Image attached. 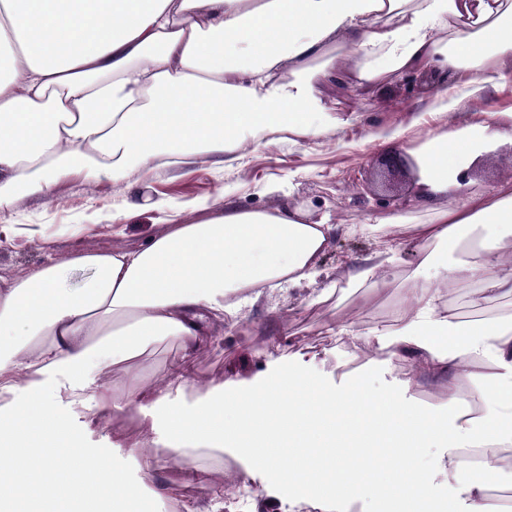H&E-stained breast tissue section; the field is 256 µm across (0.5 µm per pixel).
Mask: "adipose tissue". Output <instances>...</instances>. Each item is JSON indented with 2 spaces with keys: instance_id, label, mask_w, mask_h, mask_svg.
<instances>
[{
  "instance_id": "ef3b65f1",
  "label": "adipose tissue",
  "mask_w": 512,
  "mask_h": 512,
  "mask_svg": "<svg viewBox=\"0 0 512 512\" xmlns=\"http://www.w3.org/2000/svg\"><path fill=\"white\" fill-rule=\"evenodd\" d=\"M412 73L435 76L444 112L512 81V0H0V210L19 190L120 184L132 167L200 154L231 162L265 128L314 138L333 121V84L349 76L371 95ZM495 137L512 138L511 112L426 140V219L410 224L420 262L395 323L335 327L376 365L419 364L443 385L447 417L411 400L415 376L376 397L360 379L315 371L303 353L251 381L193 390L186 362L214 341V324H237L269 288L316 285L331 297L340 283L322 256L341 232L367 234L375 222L344 229L228 201L206 221L171 219L137 248L0 276V512H221L223 491L208 511L174 502L89 448L95 418L112 411L139 420L123 451L145 471L162 468L150 454L158 447L190 471L201 454L227 451L243 488L300 481L307 504L332 512L363 495L385 512H431L439 479L460 491L454 512H512V488L497 483V452L512 447V319L462 321L442 291L456 284L475 304L512 296V182L448 202L459 171ZM480 225L489 235H475ZM448 246L459 256L433 259ZM396 261L385 239L345 283L374 287ZM67 267L88 280L65 287ZM161 340L180 355L148 392L130 364ZM121 364L130 370L116 395L98 377ZM425 448L436 451L427 470Z\"/></svg>"
}]
</instances>
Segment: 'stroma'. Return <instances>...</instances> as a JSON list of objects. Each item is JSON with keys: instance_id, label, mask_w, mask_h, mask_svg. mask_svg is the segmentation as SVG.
<instances>
[{"instance_id": "35a3bbf8", "label": "stroma", "mask_w": 512, "mask_h": 512, "mask_svg": "<svg viewBox=\"0 0 512 512\" xmlns=\"http://www.w3.org/2000/svg\"><path fill=\"white\" fill-rule=\"evenodd\" d=\"M428 81L406 82L399 77L375 96L367 97L350 83L331 87L325 105L341 119L316 139L301 140L274 133L242 161L220 166L207 156L179 168H158L150 173L132 171L120 185L70 181L46 197L18 193L13 205L0 211V225H15L13 240L0 244V274L24 276L48 260L63 261L76 251H108L138 247L165 230V211L155 209L161 201L186 222L204 218V209L221 200L243 208L288 206L317 221L349 226L369 216L401 212L414 221L424 215L416 206L415 184L399 195H372L367 186L373 166L391 154H399L409 169H417V148L423 136L462 128L485 112L512 110V84L480 91L475 108L454 112L433 109ZM472 175L448 192L452 203L468 194L492 193L512 180V141L495 138L472 163ZM387 232L396 242L399 265L396 275L377 284L374 291L346 288L326 303L313 302L314 286L303 284L274 291L267 301L246 309L237 326L220 332L217 342L196 350L187 371L201 385H216L225 378L248 380L275 357L303 349L332 370L335 379L360 377L373 391L386 390L390 375L372 365L369 355H352L347 341L330 335L339 320L354 322L361 330L388 325L405 277L418 264L408 228L393 225ZM380 246L375 236L339 235L321 261L331 277H341L349 265ZM139 432L137 422L123 415L108 416L88 444L112 453L116 465L147 483H164L171 496L208 503L215 490L224 492L222 512H276L275 497L296 498L293 484L278 486L274 496L263 495L245 502L237 494L240 464L231 454L222 463L206 468L198 479L185 481L172 468L148 473L127 466L112 449Z\"/></svg>"}]
</instances>
